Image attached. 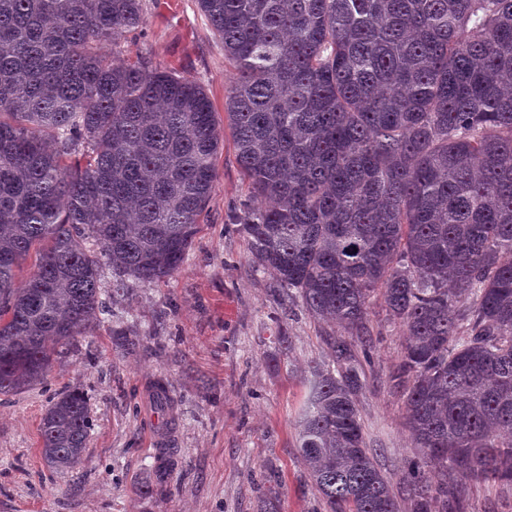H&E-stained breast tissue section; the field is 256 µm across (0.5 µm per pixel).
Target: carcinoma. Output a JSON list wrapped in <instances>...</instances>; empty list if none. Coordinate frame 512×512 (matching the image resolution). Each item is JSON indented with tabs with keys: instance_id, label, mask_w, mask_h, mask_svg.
I'll list each match as a JSON object with an SVG mask.
<instances>
[{
	"instance_id": "cac0c4a2",
	"label": "carcinoma",
	"mask_w": 512,
	"mask_h": 512,
	"mask_svg": "<svg viewBox=\"0 0 512 512\" xmlns=\"http://www.w3.org/2000/svg\"><path fill=\"white\" fill-rule=\"evenodd\" d=\"M197 4L234 68L237 231L342 328L297 424L327 512H464L468 482L512 486V0ZM145 24L143 0H0V394L88 328L103 267L122 296L194 243L224 132L200 84L106 53ZM377 290L407 336L392 381L419 449L396 483L359 409ZM152 402L172 411L166 383ZM91 429L85 395L56 394L46 465L80 464Z\"/></svg>"
}]
</instances>
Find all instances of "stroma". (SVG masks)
I'll return each instance as SVG.
<instances>
[{
    "label": "stroma",
    "instance_id": "1",
    "mask_svg": "<svg viewBox=\"0 0 512 512\" xmlns=\"http://www.w3.org/2000/svg\"><path fill=\"white\" fill-rule=\"evenodd\" d=\"M146 26L124 38V58L154 61L201 84L224 122L231 66L197 0H143ZM200 231L172 278L103 296L87 333L54 355L44 383L0 394V512H326L300 462L296 421L308 396L303 374L326 357L335 326L314 320L269 273L254 268L233 218L249 183L225 140ZM286 327L290 347L274 338ZM367 327L374 362L360 398L366 442L396 477L417 454L391 376L406 343L402 327L372 299ZM167 382L177 401L167 425L150 401ZM77 389L93 420L83 463L49 468L39 424L51 399ZM176 461L158 480L155 443ZM466 512H512V487L473 482Z\"/></svg>",
    "mask_w": 512,
    "mask_h": 512
}]
</instances>
